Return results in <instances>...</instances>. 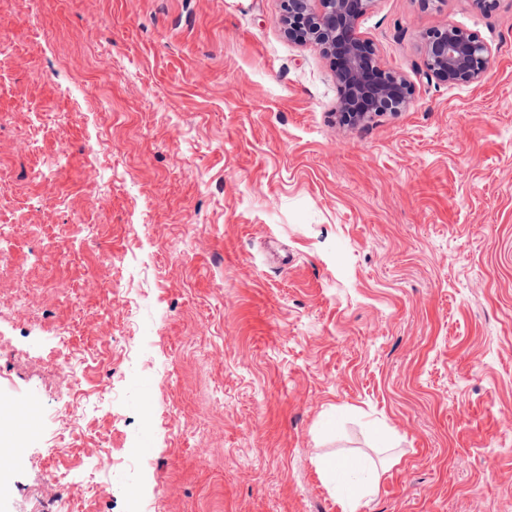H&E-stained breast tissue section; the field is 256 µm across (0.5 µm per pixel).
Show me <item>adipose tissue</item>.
<instances>
[{
  "label": "adipose tissue",
  "mask_w": 512,
  "mask_h": 512,
  "mask_svg": "<svg viewBox=\"0 0 512 512\" xmlns=\"http://www.w3.org/2000/svg\"><path fill=\"white\" fill-rule=\"evenodd\" d=\"M317 467L322 480L335 492L342 512H357L361 501L377 492L368 459L351 462L339 456L322 457Z\"/></svg>",
  "instance_id": "1"
}]
</instances>
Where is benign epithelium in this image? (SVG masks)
<instances>
[{"label": "benign epithelium", "instance_id": "benign-epithelium-1", "mask_svg": "<svg viewBox=\"0 0 512 512\" xmlns=\"http://www.w3.org/2000/svg\"><path fill=\"white\" fill-rule=\"evenodd\" d=\"M376 0H281L288 39L316 46L329 60L338 97L336 114L359 126L414 102V86L386 66L373 43L358 32ZM424 75L449 84H477L486 75L491 48L466 29L448 23L421 36Z\"/></svg>", "mask_w": 512, "mask_h": 512}]
</instances>
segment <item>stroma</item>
<instances>
[{
    "label": "stroma",
    "instance_id": "1",
    "mask_svg": "<svg viewBox=\"0 0 512 512\" xmlns=\"http://www.w3.org/2000/svg\"><path fill=\"white\" fill-rule=\"evenodd\" d=\"M280 15L0 0V417L34 405L0 512H341L336 453L360 512H512V0H377L414 103L354 128ZM446 23L481 83L424 76ZM424 75L449 84H477L486 75L491 48L466 29L448 23L421 36ZM317 467L322 480L336 493L342 512H356L363 499L377 492L372 464L367 458L350 462L339 456L321 457Z\"/></svg>",
    "mask_w": 512,
    "mask_h": 512
}]
</instances>
